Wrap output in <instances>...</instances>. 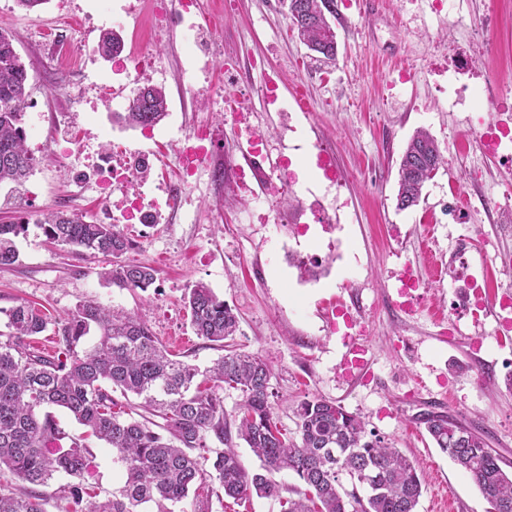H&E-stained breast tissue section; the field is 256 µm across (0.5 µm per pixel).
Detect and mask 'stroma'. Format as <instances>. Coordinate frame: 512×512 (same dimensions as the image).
<instances>
[{"label": "stroma", "instance_id": "35a3bbf8", "mask_svg": "<svg viewBox=\"0 0 512 512\" xmlns=\"http://www.w3.org/2000/svg\"><path fill=\"white\" fill-rule=\"evenodd\" d=\"M386 2L380 15L363 13L355 0L350 18L331 17L338 54L335 63L327 64L299 39L282 0H201L203 9L224 21L220 55L265 56L281 79V94L293 84L307 88L311 116L299 118L292 131L282 117L265 110L261 73L253 74L244 94L252 125L272 149L318 142L334 150L348 205L336 229L344 240V259L328 277L313 287L300 286L297 270L271 257L276 228L252 222L244 194L215 198L202 179L174 223L127 229L133 242L127 260L157 272L155 284L144 292L104 285L98 276L102 256L48 243L41 229L29 226L16 240L18 263L0 268V330L5 310L19 301L58 316L94 298L138 313L179 360L204 369L222 350L195 336L184 296L195 284H206L239 315L236 348L260 353L272 365L273 412L288 431L296 429L299 401L319 397L339 403L360 415L367 430L417 462L425 477L417 512H489L478 488L436 448L418 416L441 411L458 418L483 434L504 469L512 471V390L505 384L512 375V348L495 346L489 322H463L461 334L447 338L437 327L453 313L446 263L456 240L470 239L471 258L484 263L487 280L494 282L502 274L492 258L512 254V230L486 220L442 224L429 238L417 219L423 207L441 206L449 185L469 197L512 199V180H506L498 159L482 156L467 141V114L449 111L447 85L434 73L443 48L466 42L468 27L448 30L427 0ZM96 8L97 0H46L25 11L16 0H0V30L15 36V48L29 66V112L40 118L42 149L81 129L91 132L76 154L43 161L21 186H1L0 219L60 209L102 220L93 184L76 182L86 155L120 143L140 147L152 156L154 177L171 179L176 175L171 141L178 131L202 123L223 126L219 96H194L181 78L191 59L178 27L159 33L151 44L156 54L152 83L164 88L168 100L154 140L141 141L137 129L114 122L112 106L93 111L82 104V89L112 78L110 61L98 52L99 37L112 22L103 17L89 23L86 15ZM63 24L71 26L70 36L83 51L65 75L54 48L43 40L45 30ZM496 25L498 49L478 62L485 88L472 104L476 112H495L497 88L512 83V0H499ZM402 71L408 72V81L390 89ZM419 129L434 136L447 162L427 183L422 206L400 210L399 162ZM476 167L483 177L473 181L469 174ZM403 260L428 287L423 306L409 321L391 309ZM326 301L358 305L368 329L370 381L343 376L346 338L329 330L322 313ZM476 337L489 347L485 380L476 377ZM88 444L89 491L111 496L123 484L122 468L103 442L92 438Z\"/></svg>", "mask_w": 512, "mask_h": 512}]
</instances>
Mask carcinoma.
<instances>
[{"instance_id": "carcinoma-1", "label": "carcinoma", "mask_w": 512, "mask_h": 512, "mask_svg": "<svg viewBox=\"0 0 512 512\" xmlns=\"http://www.w3.org/2000/svg\"><path fill=\"white\" fill-rule=\"evenodd\" d=\"M288 19L307 48L326 61L337 58V35L328 21L336 0H285ZM104 58L120 50L113 30L98 44ZM29 72L11 35L0 32V185L23 184L40 163L28 149L23 116L29 107ZM165 90L144 87L118 119L130 127L156 126L167 116ZM445 163L436 140L417 131L398 168L397 208L419 205L424 187ZM37 224L46 240L91 250L107 260L98 275L107 284L147 290L154 270L123 259L132 242L116 224L85 220L63 210L40 212L33 220L0 223V266L19 261L15 239ZM194 334L209 342L230 340L238 315L205 284L186 295ZM0 332V470L32 489L0 492V512H46L48 488L59 476L69 482L58 497L71 512H175L193 497V512H210L212 484L224 496L250 495L277 501L281 512H416L425 478L417 464L384 439L368 432L360 416L323 398L304 399L295 410L297 438L278 425L270 402L273 372L258 353L233 348L200 370L174 358L140 317L110 309L94 299L79 301L55 317L25 301L4 311ZM52 331L58 350L35 348L36 337ZM95 339L84 345L88 335ZM241 392L234 415L224 413L219 389ZM138 402L115 411L112 389ZM67 411L90 435L112 449L123 468L122 487L104 499L88 498L85 474L91 452L68 438L50 409ZM437 448L477 486L491 512H512V472L485 437L443 412L421 414ZM243 440L259 460L248 470L232 448ZM227 445L212 470L203 468L208 439ZM68 446H63L64 440ZM291 472L300 485L287 487L274 475ZM347 478L350 486L342 483ZM288 496H283V493Z\"/></svg>"}]
</instances>
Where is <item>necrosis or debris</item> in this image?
Listing matches in <instances>:
<instances>
[{"label":"necrosis or debris","instance_id":"necrosis-or-debris-1","mask_svg":"<svg viewBox=\"0 0 512 512\" xmlns=\"http://www.w3.org/2000/svg\"><path fill=\"white\" fill-rule=\"evenodd\" d=\"M498 0H487V10L472 23L479 32V43L473 49H458L448 57L441 74L448 81V93L454 106L465 105L478 98L483 87L474 81L477 55L493 53L496 29L493 17ZM156 25L173 24L176 20H189L188 38L198 50L207 55L209 62H222L225 85L237 87L248 74L261 70L260 61H242L236 58L218 59L216 46L224 27L216 16H202L196 0H164L154 10ZM224 102V120L240 138L246 161L216 150V131L211 124L198 125L187 134L174 140L173 155L181 177L175 183L152 182L148 154L122 149L112 154H97L88 163L79 178L95 183L106 212L123 224H156L162 214L161 207L180 211L190 202V191L199 178L209 183L232 187L248 194L260 224H288L293 237L305 236L310 225H322L325 232L336 228L335 209L325 207L315 194H303L301 179L303 165L295 153L271 154L265 135L250 126L249 108L241 96H227ZM499 114L492 118L471 115L469 134L481 150L496 157L507 174L512 175V118L502 119V112L512 109V96L503 95L498 105ZM449 199L439 213L422 215L421 223L463 224L490 212L498 224H512V207L482 199L480 204H460L457 188H449ZM280 197L293 201L290 209L275 205ZM500 264L507 276L505 283L489 286L485 277L470 273L467 246H460L453 265L448 271V281L454 289L452 304L456 311L472 319H492L496 343L512 341V256L501 258ZM332 329L342 330L349 344L344 361L346 372L359 369L365 360L367 348L361 337L365 325L354 313L342 305L331 306L329 312Z\"/></svg>","mask_w":512,"mask_h":512}]
</instances>
